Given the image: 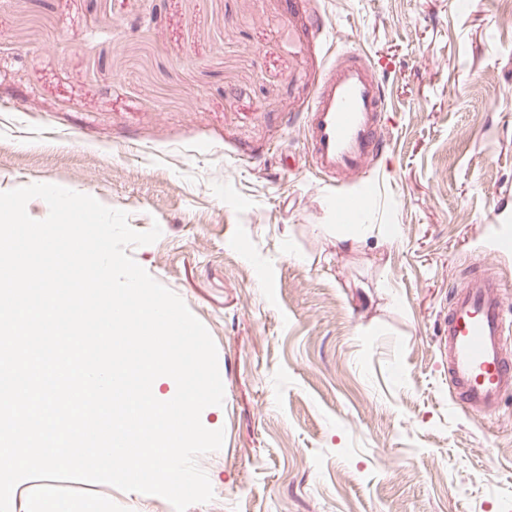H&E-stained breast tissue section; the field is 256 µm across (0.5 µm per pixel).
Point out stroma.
I'll return each mask as SVG.
<instances>
[{
	"mask_svg": "<svg viewBox=\"0 0 512 512\" xmlns=\"http://www.w3.org/2000/svg\"><path fill=\"white\" fill-rule=\"evenodd\" d=\"M350 46L390 147L326 182L301 116ZM36 183L160 225L128 253L216 344L188 512H512V393L468 412L440 342L473 265L512 288V0H0V191Z\"/></svg>",
	"mask_w": 512,
	"mask_h": 512,
	"instance_id": "obj_1",
	"label": "stroma"
}]
</instances>
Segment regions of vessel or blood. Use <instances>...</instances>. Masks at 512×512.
<instances>
[{
  "label": "vessel or blood",
  "mask_w": 512,
  "mask_h": 512,
  "mask_svg": "<svg viewBox=\"0 0 512 512\" xmlns=\"http://www.w3.org/2000/svg\"><path fill=\"white\" fill-rule=\"evenodd\" d=\"M386 91L354 48L330 58L316 80L304 120L312 170L321 179L359 172L388 146ZM512 300L489 268L471 270L448 302L445 352L456 401L478 415L496 413L512 392Z\"/></svg>",
  "instance_id": "1"
}]
</instances>
